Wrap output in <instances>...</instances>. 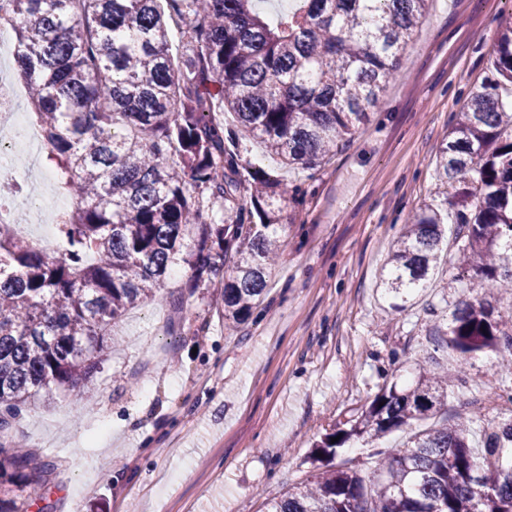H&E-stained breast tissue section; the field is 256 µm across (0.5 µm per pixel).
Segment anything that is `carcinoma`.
I'll return each instance as SVG.
<instances>
[{"mask_svg":"<svg viewBox=\"0 0 512 512\" xmlns=\"http://www.w3.org/2000/svg\"><path fill=\"white\" fill-rule=\"evenodd\" d=\"M9 2L0 24L16 32L34 123L75 200L57 225V254L0 224V512H28L19 491L50 463L17 446L7 417L54 387L83 399L82 377L117 342H104L106 328L154 297L174 265L191 270L189 288H220L229 327L246 322L266 290L288 185L226 144L213 104L284 165L313 169L381 106L429 0H298L273 18L258 0ZM174 15L189 27L176 66ZM436 169L440 198L403 227L381 288L405 302L427 287L444 226L454 225L448 287L476 282L486 292L456 302L443 342L462 361L503 345L512 375V308L494 299L512 288V26L497 38L481 90L453 119ZM418 366L413 384L384 382L313 454L334 456L441 415L448 379ZM471 424L413 432L371 476L322 470L269 512H512V415L484 429L479 449Z\"/></svg>","mask_w":512,"mask_h":512,"instance_id":"carcinoma-1","label":"carcinoma"}]
</instances>
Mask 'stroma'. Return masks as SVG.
Here are the masks:
<instances>
[{"label": "stroma", "mask_w": 512, "mask_h": 512, "mask_svg": "<svg viewBox=\"0 0 512 512\" xmlns=\"http://www.w3.org/2000/svg\"><path fill=\"white\" fill-rule=\"evenodd\" d=\"M512 0H430L380 108L330 161L284 168L254 140L248 160L297 200L261 306L226 327L211 288L188 291L177 267L165 288L112 326L119 339L84 385L41 395L10 432L54 465L24 489L29 512H267L318 468L312 445L346 421L384 379L418 361L462 366L449 417L512 414L496 352L466 363L438 344L463 291L447 242L429 288L395 308L378 290L413 212L437 187L448 127L488 75Z\"/></svg>", "instance_id": "35a3bbf8"}]
</instances>
